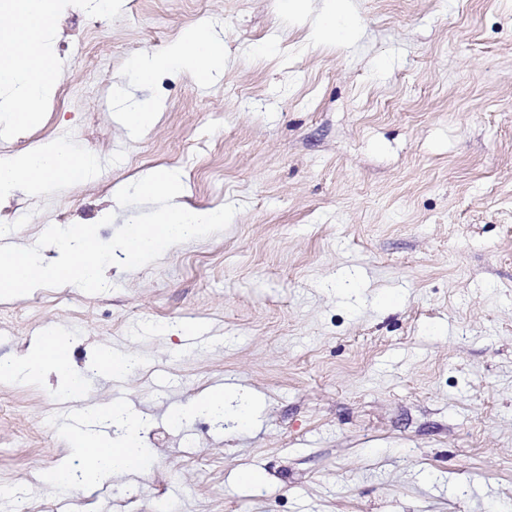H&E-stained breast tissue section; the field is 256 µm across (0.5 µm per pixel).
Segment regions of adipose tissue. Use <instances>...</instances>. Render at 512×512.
Segmentation results:
<instances>
[{
	"mask_svg": "<svg viewBox=\"0 0 512 512\" xmlns=\"http://www.w3.org/2000/svg\"><path fill=\"white\" fill-rule=\"evenodd\" d=\"M56 17L54 0H0V44L12 50L11 55L0 56V91L15 100L7 114L13 124H35L42 101L61 78L60 66L49 47ZM348 17L347 0H324L310 21L311 33L320 42L354 41L358 31L348 24ZM132 66L144 87L158 72L171 69L206 82L224 68V39L216 32L190 30L162 53L134 58ZM91 169L90 158L51 141L0 163V195H34L49 184L88 175ZM50 373L60 390L71 389L77 370L65 337H57L51 347L39 342L21 356L0 358V383H37ZM144 426L143 419L121 406L96 412L90 427L71 439L72 448L82 460L80 468L60 463L43 473L42 481L52 484L60 474L73 472L78 485L93 488L106 477L138 473L149 458L142 439ZM112 427L117 429V436L109 435Z\"/></svg>",
	"mask_w": 512,
	"mask_h": 512,
	"instance_id": "ef3b65f1",
	"label": "adipose tissue"
}]
</instances>
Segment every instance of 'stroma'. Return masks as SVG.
Wrapping results in <instances>:
<instances>
[{"label": "stroma", "mask_w": 512, "mask_h": 512, "mask_svg": "<svg viewBox=\"0 0 512 512\" xmlns=\"http://www.w3.org/2000/svg\"><path fill=\"white\" fill-rule=\"evenodd\" d=\"M63 77L0 160L58 141L88 177L0 199V239L100 223L112 196L181 173L191 208L235 204L107 291L0 300V356L69 337L84 391L0 383V512H512V0H351L354 42L313 44L280 0H58ZM224 37L206 84L129 67L185 31ZM150 97L159 121H117ZM134 353L111 379L101 346ZM255 402L249 430L170 416L205 389ZM146 419L144 472L44 486L88 412ZM256 474L253 482L244 473ZM109 356H114L116 358V361L114 363V373L108 372L104 368V362ZM135 365L136 358L133 354L128 353L124 355H117L114 352H112V349L107 347H101L97 350L95 354L91 370L97 372L100 375L108 374L110 376L114 375L115 377H123L128 372L132 371Z\"/></svg>", "instance_id": "35a3bbf8"}]
</instances>
